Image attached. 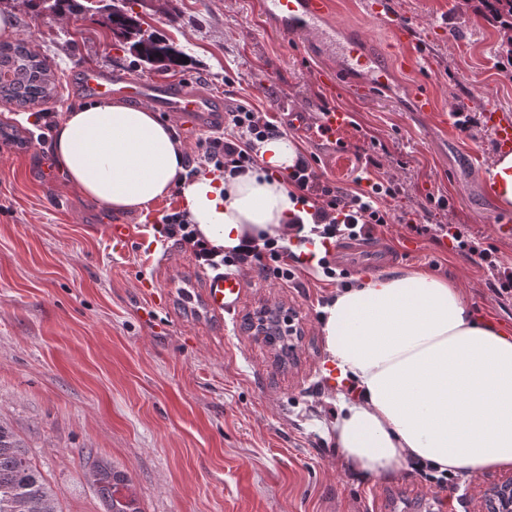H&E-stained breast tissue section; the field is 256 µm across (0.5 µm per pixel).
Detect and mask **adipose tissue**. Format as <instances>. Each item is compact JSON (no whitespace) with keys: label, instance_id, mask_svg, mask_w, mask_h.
Returning a JSON list of instances; mask_svg holds the SVG:
<instances>
[{"label":"adipose tissue","instance_id":"obj_1","mask_svg":"<svg viewBox=\"0 0 512 512\" xmlns=\"http://www.w3.org/2000/svg\"><path fill=\"white\" fill-rule=\"evenodd\" d=\"M53 151L73 187L115 212L178 192L198 239L219 255L268 236L294 247L310 234L286 179L298 153L284 136L258 142L259 165L244 174L190 177L172 127L150 107L110 97L62 113ZM320 312L346 469L363 480L414 463L446 475L512 469V332L423 271L360 278Z\"/></svg>","mask_w":512,"mask_h":512}]
</instances>
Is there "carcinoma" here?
<instances>
[{"label": "carcinoma", "mask_w": 512, "mask_h": 512, "mask_svg": "<svg viewBox=\"0 0 512 512\" xmlns=\"http://www.w3.org/2000/svg\"><path fill=\"white\" fill-rule=\"evenodd\" d=\"M105 24L130 42V49L145 63L167 68L184 62L171 44L142 33L143 22L125 7H114ZM53 73L45 60L32 53L21 39L0 42V100L24 107L52 98ZM103 498L112 512H141L135 499L121 493L123 483L115 473L95 474ZM0 512H59L52 487L43 478L12 432L0 424Z\"/></svg>", "instance_id": "obj_1"}]
</instances>
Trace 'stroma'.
Returning <instances> with one entry per match:
<instances>
[{
  "instance_id": "obj_1",
  "label": "stroma",
  "mask_w": 512,
  "mask_h": 512,
  "mask_svg": "<svg viewBox=\"0 0 512 512\" xmlns=\"http://www.w3.org/2000/svg\"><path fill=\"white\" fill-rule=\"evenodd\" d=\"M78 2L61 14L32 0H0V12L14 16L15 38L46 60L56 84L38 105L0 100V422L50 483L61 512H107L95 482L102 467L124 476L141 512H481L485 490L512 469L440 488L411 468L372 482L341 465L325 435L337 409L322 374L319 323L336 286L320 267L300 265L288 283L246 269L237 312L207 311L210 267L156 231L166 211L180 208L178 193L138 214L84 197L53 167V130L34 116L92 103L77 81L89 64L247 104L280 125L322 179L348 190L360 157L378 158L402 187L390 223L373 235L400 252L385 273L423 269L451 280L479 316L512 331V297L497 295L493 271L450 240L406 225L422 214L466 225L512 267V238L493 230L512 209L499 206L465 158L494 157L484 108L512 111V80L497 67L512 30L490 24L473 0H394V12L418 27L419 42L407 49L415 62L362 97L346 84L324 87L318 74L337 68L336 59L280 33L257 0H134L145 32L188 58L168 70L140 62L105 26L113 0ZM329 22L389 59L391 37L362 0H334ZM440 27L452 39H437ZM421 89L435 111H414L411 95ZM457 100L469 103L466 133L442 127ZM297 106L349 113L350 124L332 143L286 125ZM439 197L447 209L437 208ZM115 222L131 230L120 253L107 235ZM263 305L292 310L303 329L288 367L241 329Z\"/></svg>"
}]
</instances>
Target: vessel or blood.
<instances>
[{
  "mask_svg": "<svg viewBox=\"0 0 512 512\" xmlns=\"http://www.w3.org/2000/svg\"><path fill=\"white\" fill-rule=\"evenodd\" d=\"M366 11L384 23L392 34L395 52L389 61H381L364 50L357 41L340 37L338 31L327 24L332 0H261L266 18L274 22L285 36L304 38L320 44L343 63L342 70H326L321 74L327 85H335L351 74L369 76L366 91L382 89L393 69L409 70L410 57L404 46L417 41L416 27L396 17L391 11L390 0H365ZM79 78L90 94H112L148 104L158 111L171 113L180 119L196 124L223 129L224 109L220 102L206 90L185 87L173 82L146 80L126 72H108L91 66L80 70ZM483 125L490 131L498 153H512V113L495 106H487L482 114ZM290 125L298 129L309 126L329 128L331 135H339L349 125L344 112L309 113L294 110L288 117ZM337 263L349 269L380 267L391 260L392 254L383 244L373 242H342L335 249ZM243 277L224 272L209 276L206 288V305L210 310L234 313L237 307Z\"/></svg>",
  "mask_w": 512,
  "mask_h": 512,
  "instance_id": "b4317fda",
  "label": "vessel or blood"
}]
</instances>
